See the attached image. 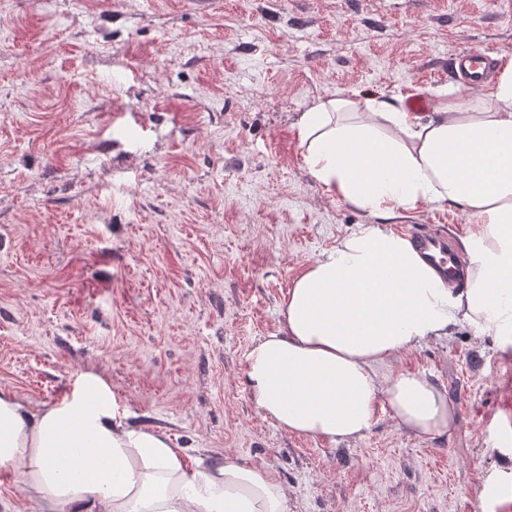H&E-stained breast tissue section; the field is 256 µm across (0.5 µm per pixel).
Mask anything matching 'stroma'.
<instances>
[{"mask_svg":"<svg viewBox=\"0 0 512 512\" xmlns=\"http://www.w3.org/2000/svg\"><path fill=\"white\" fill-rule=\"evenodd\" d=\"M464 50L512 59L501 0H0V393L27 413L89 377L188 468L266 470L289 512H512V332L457 326L380 365L433 373L457 426L361 438L266 418L246 354L302 269L367 212L309 174L297 122L360 92L438 103ZM457 239L445 205L383 221ZM0 512H43L0 465Z\"/></svg>","mask_w":512,"mask_h":512,"instance_id":"stroma-1","label":"stroma"}]
</instances>
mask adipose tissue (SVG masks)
<instances>
[{"label": "adipose tissue", "instance_id": "adipose-tissue-1", "mask_svg": "<svg viewBox=\"0 0 512 512\" xmlns=\"http://www.w3.org/2000/svg\"><path fill=\"white\" fill-rule=\"evenodd\" d=\"M420 116L379 95L318 101L298 122L309 173L327 193L374 216L305 266L279 331L246 355L257 407L288 432L362 437L377 406L413 434H452L445 387L423 372L377 366L465 323L512 332V65L476 102L453 92ZM462 208L465 280L449 288L408 238L379 222L427 206ZM105 390L36 415L0 394V464L45 512H288L268 472L231 462L187 470L182 449L114 421Z\"/></svg>", "mask_w": 512, "mask_h": 512}]
</instances>
